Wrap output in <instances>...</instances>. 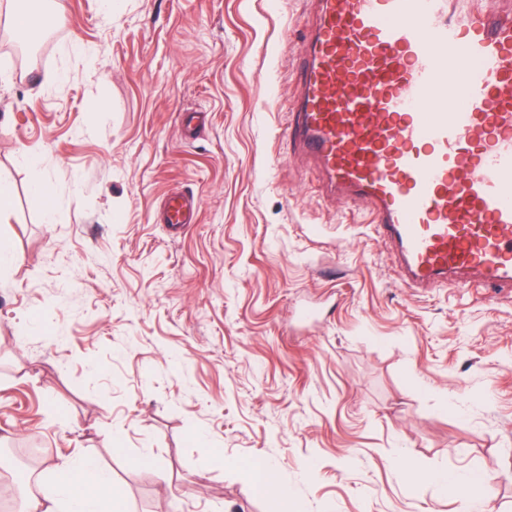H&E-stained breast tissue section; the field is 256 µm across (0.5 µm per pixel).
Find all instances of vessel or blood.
Masks as SVG:
<instances>
[{"instance_id":"vessel-or-blood-1","label":"vessel or blood","mask_w":512,"mask_h":512,"mask_svg":"<svg viewBox=\"0 0 512 512\" xmlns=\"http://www.w3.org/2000/svg\"><path fill=\"white\" fill-rule=\"evenodd\" d=\"M284 134L363 206L413 288L512 289V17L480 0H312ZM181 194L167 224L193 223Z\"/></svg>"}]
</instances>
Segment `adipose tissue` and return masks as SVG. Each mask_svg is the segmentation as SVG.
Masks as SVG:
<instances>
[{
	"instance_id": "ef3b65f1",
	"label": "adipose tissue",
	"mask_w": 512,
	"mask_h": 512,
	"mask_svg": "<svg viewBox=\"0 0 512 512\" xmlns=\"http://www.w3.org/2000/svg\"><path fill=\"white\" fill-rule=\"evenodd\" d=\"M21 512H127L120 492L106 471L82 457L57 464L52 483L28 494Z\"/></svg>"
}]
</instances>
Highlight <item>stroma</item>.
I'll return each instance as SVG.
<instances>
[{
  "mask_svg": "<svg viewBox=\"0 0 512 512\" xmlns=\"http://www.w3.org/2000/svg\"><path fill=\"white\" fill-rule=\"evenodd\" d=\"M117 2L51 0L38 59L0 65V446L39 484L95 457L129 512H273L258 461L298 512H512V294L403 285L291 157L310 0ZM196 209L197 202L193 197L189 199L181 194L172 195L165 203L164 224H170L175 228L184 224H191L194 222ZM255 472V486L260 494H266L279 503H288L292 492L287 486L279 483L275 477L272 466L263 463L253 466ZM426 478L442 492L455 494L461 490L466 493H481V488L493 480V477L479 471L462 473L447 468L432 470L426 474Z\"/></svg>",
  "mask_w": 512,
  "mask_h": 512,
  "instance_id": "stroma-1",
  "label": "stroma"
}]
</instances>
